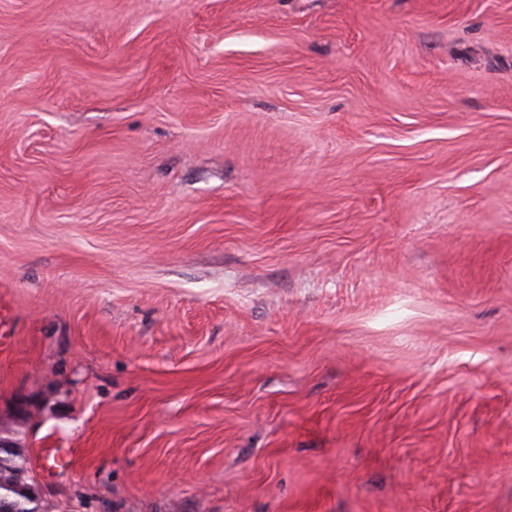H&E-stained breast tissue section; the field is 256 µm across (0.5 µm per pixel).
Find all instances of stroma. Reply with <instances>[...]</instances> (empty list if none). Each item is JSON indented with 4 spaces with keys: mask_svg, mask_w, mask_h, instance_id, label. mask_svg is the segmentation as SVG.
I'll return each instance as SVG.
<instances>
[{
    "mask_svg": "<svg viewBox=\"0 0 512 512\" xmlns=\"http://www.w3.org/2000/svg\"><path fill=\"white\" fill-rule=\"evenodd\" d=\"M0 419L47 512H512V0H0Z\"/></svg>",
    "mask_w": 512,
    "mask_h": 512,
    "instance_id": "1",
    "label": "stroma"
}]
</instances>
